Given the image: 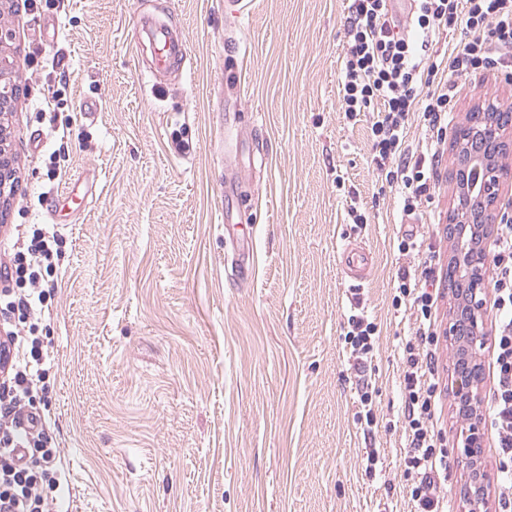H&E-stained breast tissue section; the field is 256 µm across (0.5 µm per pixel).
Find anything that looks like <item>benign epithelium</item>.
<instances>
[{"label": "benign epithelium", "instance_id": "7a95c632", "mask_svg": "<svg viewBox=\"0 0 512 512\" xmlns=\"http://www.w3.org/2000/svg\"><path fill=\"white\" fill-rule=\"evenodd\" d=\"M480 120L468 118L452 132L457 156L452 182L457 205L450 216L448 238L454 244L456 270L453 289L455 305L444 335L458 352L455 397L460 409L459 437L463 461L475 465L482 451V433L472 412L479 408L481 394L477 386L481 375L480 351L486 343L487 265L493 241V223L502 207L512 208V200L502 195L512 182V172L502 168L499 152L509 148V127L498 117L496 105L488 100L478 108ZM17 189L7 147L0 143V203ZM486 475L471 474L463 497V512H486Z\"/></svg>", "mask_w": 512, "mask_h": 512}]
</instances>
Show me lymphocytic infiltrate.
Segmentation results:
<instances>
[{
	"label": "lymphocytic infiltrate",
	"mask_w": 512,
	"mask_h": 512,
	"mask_svg": "<svg viewBox=\"0 0 512 512\" xmlns=\"http://www.w3.org/2000/svg\"><path fill=\"white\" fill-rule=\"evenodd\" d=\"M464 23L467 38L456 46L451 64L430 53L441 29ZM349 43L339 80L341 110L349 120L381 111L370 128L372 162L386 182L397 185L405 214H415L441 160L448 114L456 87L446 69L473 74L487 69L512 80V0H414L407 23L395 20L391 0H351ZM421 115L428 135L417 152L406 144L410 113ZM403 255L419 259L416 269L397 274L394 307L415 315L411 336L399 346L406 407V448L402 478L414 512H448L438 492L448 469V450L435 428L440 373L434 361L439 338L436 312L440 293L434 288L436 250L427 238L409 235L398 243ZM496 270L493 309L497 333L491 366L495 378L486 421L498 444V469L512 481V215L504 214L491 250ZM53 251L44 230H34L27 249L9 257L5 271L30 292L13 303L33 314L46 295L43 272L53 269ZM377 324L364 312L347 319L345 340L355 356L356 390L366 425L375 422L374 394L368 380ZM49 357L35 336L11 332L0 340V512H50L52 492L61 486L55 467L57 451L45 447V421L27 400L46 376Z\"/></svg>",
	"instance_id": "lymphocytic-infiltrate-1"
}]
</instances>
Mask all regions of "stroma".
Returning a JSON list of instances; mask_svg holds the SVG:
<instances>
[{
  "mask_svg": "<svg viewBox=\"0 0 512 512\" xmlns=\"http://www.w3.org/2000/svg\"><path fill=\"white\" fill-rule=\"evenodd\" d=\"M250 2L238 17L224 0L0 5L13 32L0 57L23 91L6 131L19 189L0 209V240L58 236L41 317L0 308V329L35 332L50 356L35 406L58 451L57 512L413 510L396 350L413 318L392 297L418 260L397 245L432 238L447 271L455 146L443 143L429 199L404 223L370 162L376 113L352 122L339 109L348 0ZM145 15L182 31L183 70L155 71L150 46L132 50ZM451 79L453 125L484 99L512 106V81L494 71ZM352 206L367 224H352ZM228 214L254 238L245 282ZM346 243L369 254L361 296L380 329L369 434L344 341ZM453 354L441 339L436 421L459 512Z\"/></svg>",
  "mask_w": 512,
  "mask_h": 512,
  "instance_id": "35a3bbf8",
  "label": "stroma"
}]
</instances>
